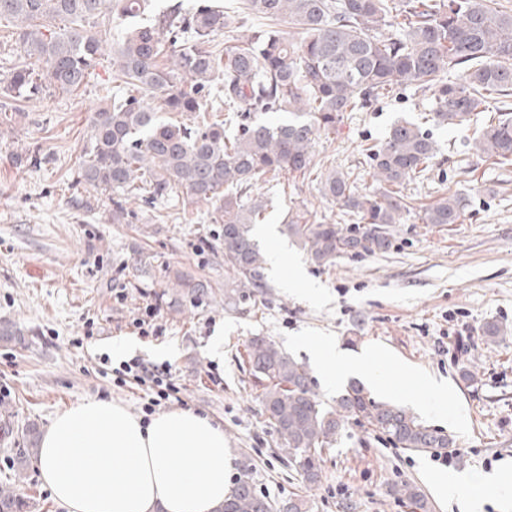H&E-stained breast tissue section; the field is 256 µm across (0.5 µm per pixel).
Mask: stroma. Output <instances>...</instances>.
<instances>
[{"label": "stroma", "mask_w": 512, "mask_h": 512, "mask_svg": "<svg viewBox=\"0 0 512 512\" xmlns=\"http://www.w3.org/2000/svg\"><path fill=\"white\" fill-rule=\"evenodd\" d=\"M112 94V51L77 90L48 88L0 114V320L18 323L27 342L0 346V427L47 426L57 412L88 399L114 400L143 414L148 385L116 381L122 342H138L137 357L170 363L180 389L161 410L190 409L224 428L232 457L227 479L250 467L260 492L279 501L300 494L312 512H412L393 493L410 483L429 512H459L438 496L448 471L498 474L512 480V165L485 162L467 145L472 133L435 126L414 87L397 91L361 112L345 113L336 133L314 148L311 172L254 181L249 199L265 203L269 232L257 244L264 256L281 252L280 270H260L262 304L254 311L224 307L221 227L216 205L187 196L127 201L125 224L111 221L112 197L76 181L88 136L87 120ZM408 119L437 143L432 168L406 182L411 209L391 225V247L373 255L344 256L333 266L313 264L282 234L287 219L354 226L356 218L324 196L326 171L347 173L355 186L379 188L366 157L391 125ZM37 163L17 164L24 152ZM457 194L467 200L457 224H425L421 209ZM209 281L211 299L180 308L158 302L174 271ZM156 310V336L134 321L146 305ZM504 333L486 342L484 324ZM93 324L92 337L83 328ZM223 337L214 347L212 337ZM265 336L309 370L326 403L350 380L379 401L420 402L414 413L454 440L453 462L406 451L366 426L349 423L322 452L321 480L309 487L276 452L278 436L264 418L253 379L239 358L248 341ZM332 345L366 370L322 373L312 352ZM448 385L447 400L402 382L382 392L373 375L400 367ZM476 377L467 380L465 370Z\"/></svg>", "instance_id": "obj_1"}]
</instances>
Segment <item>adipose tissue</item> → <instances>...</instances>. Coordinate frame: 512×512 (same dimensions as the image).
<instances>
[{"mask_svg":"<svg viewBox=\"0 0 512 512\" xmlns=\"http://www.w3.org/2000/svg\"><path fill=\"white\" fill-rule=\"evenodd\" d=\"M38 464L66 512H218L230 486L224 430L189 409L143 420L125 406L90 399L45 428ZM437 492L461 512H482L489 493L512 491L498 475L453 473Z\"/></svg>","mask_w":512,"mask_h":512,"instance_id":"obj_1","label":"adipose tissue"}]
</instances>
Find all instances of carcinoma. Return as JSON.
Wrapping results in <instances>:
<instances>
[{"label": "carcinoma", "mask_w": 512, "mask_h": 512, "mask_svg": "<svg viewBox=\"0 0 512 512\" xmlns=\"http://www.w3.org/2000/svg\"><path fill=\"white\" fill-rule=\"evenodd\" d=\"M145 0H0V18L21 23L24 57L0 79V98L26 101L55 86L75 90L97 65L112 28L108 12L129 21L112 50V102L92 114L78 182L112 192V223L124 224L123 202L132 195L171 198L182 191L217 204L224 268L235 287L224 305L256 307V278L265 263L252 239L264 206L246 202L264 175L304 173L314 166L313 147L336 132L344 113L369 108L386 92L413 85L427 97L431 120L450 127L481 112H498L474 133L477 154L512 162V13L495 0H239V9L272 22L288 18L305 37L281 30L235 35L238 17L215 0L191 9L176 3L150 24L138 18ZM63 22L56 29L57 22ZM226 37L224 48L215 36ZM167 62H158L160 54ZM44 62L34 68L31 60ZM152 103H145V99ZM269 113L285 118L269 123ZM194 116L187 123L174 115ZM436 156L432 137L409 121L395 122L384 141L368 149L381 191L361 194L342 172L323 181V193L357 216V224H301L283 232L301 244L313 264L329 267L348 254L391 247L387 225L409 210L399 195L405 182L424 174ZM464 199L444 197L422 211L424 224H458ZM208 285L174 272L160 297L172 303L201 301ZM25 332L0 323V344H22ZM243 363L258 391L263 415L278 434L281 451L304 482L320 481L322 451L353 421L385 435L398 448L441 455L453 439L392 402L373 399L350 381L332 404L320 400L306 368L264 336L246 345ZM14 481L26 478L38 457L39 428L22 429ZM413 512H428L425 496L408 484L393 490ZM35 504L10 485L0 486V512H31ZM307 497L276 502L242 472L220 512H310Z\"/></svg>", "instance_id": "cac0c4a2"}]
</instances>
